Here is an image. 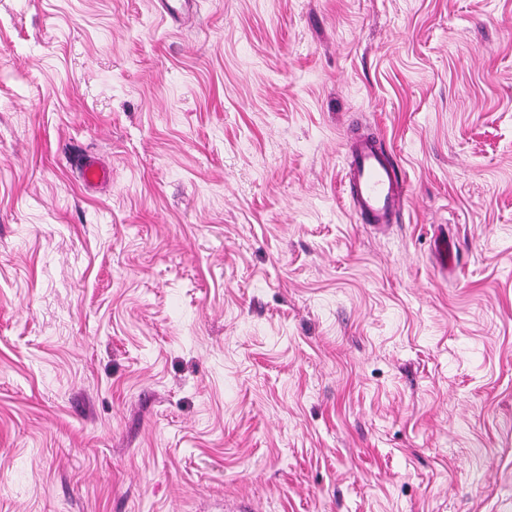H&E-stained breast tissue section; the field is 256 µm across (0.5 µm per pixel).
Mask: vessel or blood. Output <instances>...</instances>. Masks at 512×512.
Listing matches in <instances>:
<instances>
[{
    "label": "vessel or blood",
    "mask_w": 512,
    "mask_h": 512,
    "mask_svg": "<svg viewBox=\"0 0 512 512\" xmlns=\"http://www.w3.org/2000/svg\"><path fill=\"white\" fill-rule=\"evenodd\" d=\"M398 162L380 136L356 139L345 168L350 205L364 224L388 228L396 224L405 203Z\"/></svg>",
    "instance_id": "1"
}]
</instances>
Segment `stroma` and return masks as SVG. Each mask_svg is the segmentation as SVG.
I'll use <instances>...</instances> for the list:
<instances>
[{
	"mask_svg": "<svg viewBox=\"0 0 512 512\" xmlns=\"http://www.w3.org/2000/svg\"><path fill=\"white\" fill-rule=\"evenodd\" d=\"M228 498L512 512V0H0V512ZM398 167L377 134L349 146L345 178L351 208L361 224L383 228L397 224L405 203Z\"/></svg>",
	"mask_w": 512,
	"mask_h": 512,
	"instance_id": "obj_1",
	"label": "stroma"
}]
</instances>
